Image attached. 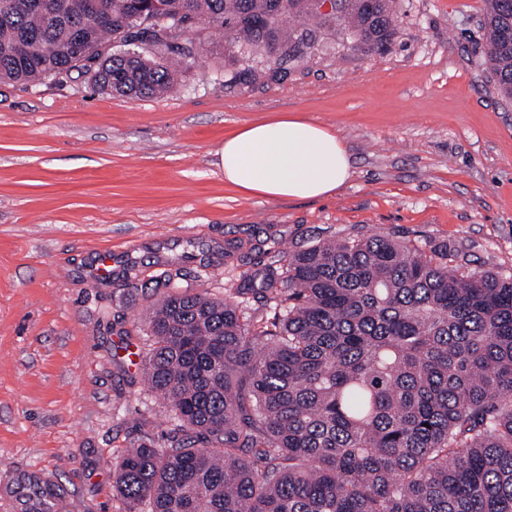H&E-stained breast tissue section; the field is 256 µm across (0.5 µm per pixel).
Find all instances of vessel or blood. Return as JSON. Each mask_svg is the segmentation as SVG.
Returning a JSON list of instances; mask_svg holds the SVG:
<instances>
[{"instance_id":"vessel-or-blood-1","label":"vessel or blood","mask_w":512,"mask_h":512,"mask_svg":"<svg viewBox=\"0 0 512 512\" xmlns=\"http://www.w3.org/2000/svg\"><path fill=\"white\" fill-rule=\"evenodd\" d=\"M66 499V493L42 473L19 471L0 483V505L9 512H59Z\"/></svg>"}]
</instances>
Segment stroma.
I'll return each mask as SVG.
<instances>
[{"mask_svg":"<svg viewBox=\"0 0 512 512\" xmlns=\"http://www.w3.org/2000/svg\"><path fill=\"white\" fill-rule=\"evenodd\" d=\"M486 0H394L387 53L314 56L280 82L224 85V38L175 95L131 98L88 75L0 82V477L48 473L68 512H123L112 460L173 414L139 385L134 318L177 273L267 321L251 288L281 250L375 232L448 242L512 272V100L483 58ZM288 112L335 131L350 179L319 200L225 184L216 151Z\"/></svg>","mask_w":512,"mask_h":512,"instance_id":"35a3bbf8","label":"stroma"}]
</instances>
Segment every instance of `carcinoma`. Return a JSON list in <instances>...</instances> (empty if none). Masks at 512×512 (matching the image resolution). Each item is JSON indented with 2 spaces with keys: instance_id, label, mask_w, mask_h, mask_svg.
I'll return each instance as SVG.
<instances>
[{
  "instance_id": "carcinoma-1",
  "label": "carcinoma",
  "mask_w": 512,
  "mask_h": 512,
  "mask_svg": "<svg viewBox=\"0 0 512 512\" xmlns=\"http://www.w3.org/2000/svg\"><path fill=\"white\" fill-rule=\"evenodd\" d=\"M0 0V81L65 79L151 97L224 32L228 84L278 81L337 26L375 54L393 0ZM487 62L512 99V0H488ZM239 306L164 280L140 317L141 379L175 416L168 445L112 463L124 512H512V274L387 235L282 253Z\"/></svg>"
}]
</instances>
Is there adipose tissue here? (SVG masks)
I'll list each match as a JSON object with an SVG mask.
<instances>
[{
	"instance_id": "1",
	"label": "adipose tissue",
	"mask_w": 512,
	"mask_h": 512,
	"mask_svg": "<svg viewBox=\"0 0 512 512\" xmlns=\"http://www.w3.org/2000/svg\"><path fill=\"white\" fill-rule=\"evenodd\" d=\"M217 154L225 182L272 200L321 199L352 175L350 154L336 133L290 116L244 126Z\"/></svg>"
}]
</instances>
